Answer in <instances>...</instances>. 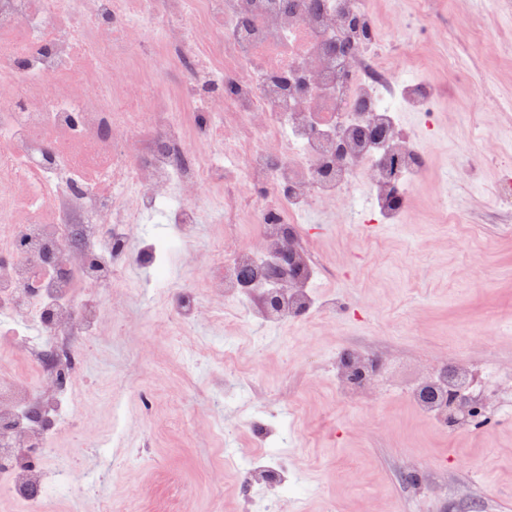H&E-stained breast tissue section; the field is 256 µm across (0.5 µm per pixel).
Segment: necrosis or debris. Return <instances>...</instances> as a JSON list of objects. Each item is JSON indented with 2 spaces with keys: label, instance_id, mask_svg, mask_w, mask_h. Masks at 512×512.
<instances>
[{
  "label": "necrosis or debris",
  "instance_id": "4bbe7bcc",
  "mask_svg": "<svg viewBox=\"0 0 512 512\" xmlns=\"http://www.w3.org/2000/svg\"><path fill=\"white\" fill-rule=\"evenodd\" d=\"M217 13L222 51L206 72L182 34ZM368 15L366 0H180L173 13L166 0H0V78L15 88L0 102V179L21 190L0 203V322L12 325L36 374H0V483L29 512L41 498L21 484L15 456L48 455L70 426L80 346L99 310L116 307L139 265L167 277L161 244L133 251L128 225L171 222L186 237L198 229L200 196L174 195L173 184L222 176L225 223L245 207L254 214L257 243L232 235L198 256L201 270L223 267L237 303L273 277L270 248L302 254L318 202L396 222L422 155L395 113L423 109L432 89L380 67L390 46L356 30ZM87 29L98 32L94 43ZM156 36L190 60L181 90L223 129V163L201 159L180 116L156 105L155 87L113 96L112 75ZM392 156L402 161L398 187L378 177ZM275 277L287 287L267 321L311 308L307 267L283 261Z\"/></svg>",
  "mask_w": 512,
  "mask_h": 512
}]
</instances>
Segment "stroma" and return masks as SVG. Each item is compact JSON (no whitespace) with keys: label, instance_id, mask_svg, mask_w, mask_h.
<instances>
[{"label":"stroma","instance_id":"35a3bbf8","mask_svg":"<svg viewBox=\"0 0 512 512\" xmlns=\"http://www.w3.org/2000/svg\"><path fill=\"white\" fill-rule=\"evenodd\" d=\"M476 0H367L381 36L404 43L389 68L435 91L429 114L402 109L400 125L418 142L424 166L395 225L353 223L329 204L315 215L304 247L319 271L316 307L269 323L222 303L220 272L195 256L223 243L224 185L210 184L209 214L196 236L166 256L160 285L153 267L131 276L119 313L101 309V329L81 353L84 380L71 394L75 421L53 437L37 462L43 482L73 462L92 474L102 496L80 505L43 499L41 512H245L261 484L226 467L223 440L262 449L283 464L298 493L276 497L270 512H512V210L496 190L512 168V141L497 156L472 151L471 118L486 136L512 127V0L488 33L505 56H483L461 27ZM461 61L465 74L449 71ZM182 62L156 38L150 59L130 58L112 79L114 93L157 85L175 108L188 141H222L183 99ZM470 149L467 167L455 163ZM453 185L451 207L440 198ZM456 210L458 223L448 219ZM209 301L194 323L173 318L176 289ZM230 340L235 361L218 350ZM375 366L351 383L342 358ZM476 385V421L451 427L424 415L413 396L445 367ZM95 435L96 449L86 447Z\"/></svg>","mask_w":512,"mask_h":512}]
</instances>
